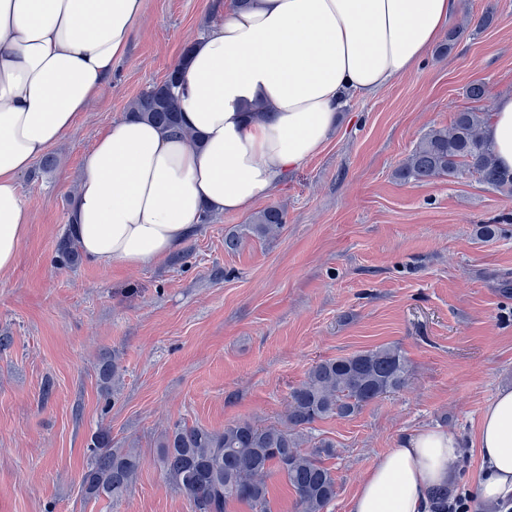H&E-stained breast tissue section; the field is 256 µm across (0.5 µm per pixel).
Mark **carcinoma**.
<instances>
[{
	"label": "carcinoma",
	"instance_id": "obj_1",
	"mask_svg": "<svg viewBox=\"0 0 512 512\" xmlns=\"http://www.w3.org/2000/svg\"><path fill=\"white\" fill-rule=\"evenodd\" d=\"M180 68L173 67L163 81L141 92L127 116L179 133L189 143L197 136L183 127L177 105ZM491 113L476 107L455 112L450 125L433 127L417 142L396 170L403 181L429 182L441 176H475L488 190L512 196V171L497 163L492 144L484 136ZM285 213L268 206L224 237V249L238 250L248 235H278ZM65 263L78 260L72 234L57 244ZM410 367L402 351L382 345L354 354L314 363L305 379L291 388L281 419L258 426L248 419L224 425L222 430L176 422L161 435L157 464L165 482L190 498L191 512H228L232 503H246L254 512H270L267 477L276 473L296 495L297 512H325L336 498V477L324 458L335 445L312 435V425L329 418L356 415L371 402L408 385ZM141 458L133 448H114L109 433L96 437L88 449L82 476L84 493L94 499L117 502L137 483Z\"/></svg>",
	"mask_w": 512,
	"mask_h": 512
}]
</instances>
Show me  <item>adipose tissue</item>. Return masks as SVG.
I'll return each instance as SVG.
<instances>
[{"label":"adipose tissue","mask_w":512,"mask_h":512,"mask_svg":"<svg viewBox=\"0 0 512 512\" xmlns=\"http://www.w3.org/2000/svg\"><path fill=\"white\" fill-rule=\"evenodd\" d=\"M460 0H226L193 46L178 108L197 144L136 119L83 157L70 220L79 250L109 268L173 255L204 214H233L277 191L326 144L345 94L373 96L411 74ZM144 0H0V272L30 222L18 181L75 126L127 54ZM512 169V94L486 127ZM478 495H512V388L484 409ZM462 442L419 429L366 472L350 512H428Z\"/></svg>","instance_id":"1"}]
</instances>
